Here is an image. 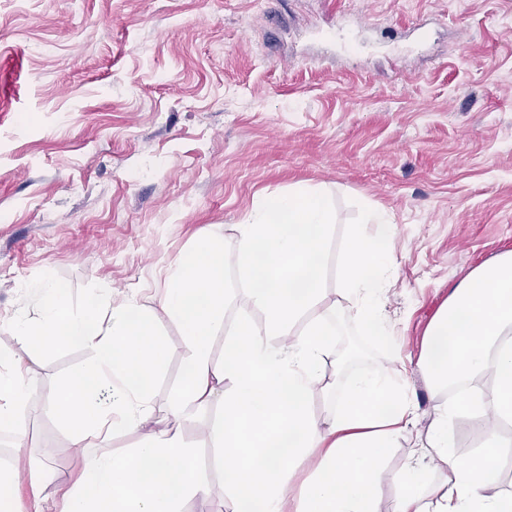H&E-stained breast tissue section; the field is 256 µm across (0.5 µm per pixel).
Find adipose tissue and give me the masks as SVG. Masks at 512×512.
<instances>
[{
  "mask_svg": "<svg viewBox=\"0 0 512 512\" xmlns=\"http://www.w3.org/2000/svg\"><path fill=\"white\" fill-rule=\"evenodd\" d=\"M333 223L324 196L314 190L256 203L237 225L233 248L251 312L231 329L224 323L223 244L202 238L170 266L158 313L179 323L188 362L183 390L154 429L148 426L151 396L165 355L156 313L131 296L113 301L108 290L89 293L73 311L59 285L36 284L38 315L17 319L14 336L39 352L62 345L91 352L52 401L53 422L77 443L115 430L145 426L149 433L126 455L89 454L74 479L51 474L48 448L40 460L1 466L0 512H181L186 496L206 503L217 492L224 512H377L382 460L406 439L412 451L393 477L400 488L393 512H512V492L494 457L461 459L451 436L454 422L464 417L482 447L500 448L499 428L512 424V251L474 268L427 329L418 370L434 391L455 383L466 389L437 405L427 437L415 440L417 406L405 368L355 374L330 387L334 403L325 418L310 409L345 310H353L363 335L389 333L384 294L396 268V224L384 212L367 210L342 251L346 305L320 312ZM254 312L263 315V324L252 322ZM225 330L231 337L218 366L211 342ZM274 336L287 337V344L272 346ZM487 376L492 386L474 391ZM219 396L224 414L212 421L211 440L222 481L214 485L198 473L181 425ZM28 398L23 360L0 353V426L21 440L28 435ZM304 465L306 479L293 484ZM435 466L446 474L441 492L429 481ZM22 475L41 493L34 503L15 492Z\"/></svg>",
  "mask_w": 512,
  "mask_h": 512,
  "instance_id": "obj_1",
  "label": "adipose tissue"
}]
</instances>
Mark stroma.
<instances>
[{
	"mask_svg": "<svg viewBox=\"0 0 512 512\" xmlns=\"http://www.w3.org/2000/svg\"><path fill=\"white\" fill-rule=\"evenodd\" d=\"M322 192L336 213L320 309L340 300L341 249L367 207L397 224L386 300L396 345L339 323L336 379L419 358L426 330L471 269L512 250V0H0V352L29 368L26 448L73 475L87 448L49 416L90 357L29 350L32 283L71 308L109 288L158 306L170 262L235 226L260 196ZM162 418L188 356L158 316ZM323 388L312 412L325 416ZM183 425L214 476L208 425Z\"/></svg>",
	"mask_w": 512,
	"mask_h": 512,
	"instance_id": "obj_1",
	"label": "stroma"
}]
</instances>
